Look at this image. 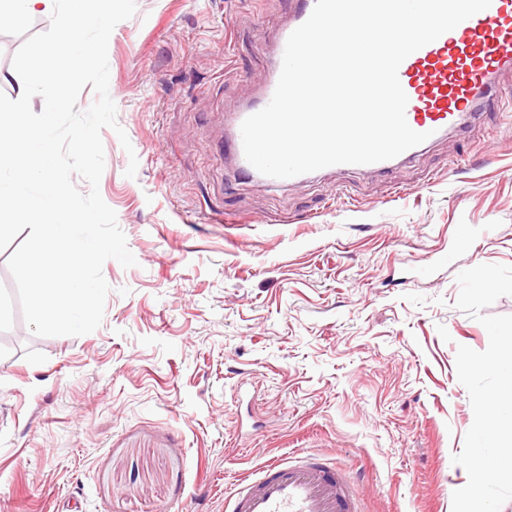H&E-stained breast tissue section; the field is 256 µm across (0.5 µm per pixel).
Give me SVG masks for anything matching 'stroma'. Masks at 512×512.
<instances>
[{"mask_svg": "<svg viewBox=\"0 0 512 512\" xmlns=\"http://www.w3.org/2000/svg\"><path fill=\"white\" fill-rule=\"evenodd\" d=\"M289 0H137L108 45L99 183L137 260L94 332H0V512H224L236 477L311 452L361 512H451L473 422L457 275L512 266V112L385 175L237 178L224 116L255 95ZM491 224L456 249L458 225ZM454 261H446L448 250Z\"/></svg>", "mask_w": 512, "mask_h": 512, "instance_id": "obj_1", "label": "stroma"}]
</instances>
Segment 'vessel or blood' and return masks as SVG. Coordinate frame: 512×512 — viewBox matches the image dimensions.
<instances>
[{
    "label": "vessel or blood",
    "instance_id": "vessel-or-blood-1",
    "mask_svg": "<svg viewBox=\"0 0 512 512\" xmlns=\"http://www.w3.org/2000/svg\"><path fill=\"white\" fill-rule=\"evenodd\" d=\"M286 29L278 33L268 79L258 94L226 118L224 151L238 170L246 160L241 125L271 100L293 29L310 16L315 0H291ZM408 96L405 116L417 132L442 136L468 126L477 107L503 112L512 107V0L490 6L409 55L398 69ZM224 512H359L352 487L336 467L310 454L276 459L242 480L224 500Z\"/></svg>",
    "mask_w": 512,
    "mask_h": 512
}]
</instances>
